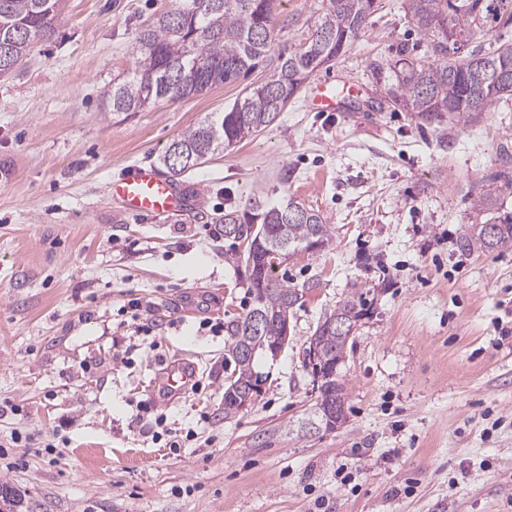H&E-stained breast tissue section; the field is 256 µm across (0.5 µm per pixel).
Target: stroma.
<instances>
[{
  "label": "stroma",
  "instance_id": "stroma-1",
  "mask_svg": "<svg viewBox=\"0 0 512 512\" xmlns=\"http://www.w3.org/2000/svg\"><path fill=\"white\" fill-rule=\"evenodd\" d=\"M173 3L66 0L53 35L0 77V446L25 461L0 465V483L27 512H512V249L459 246L471 195L512 212V103L468 125L395 105L367 65L421 35L384 0L264 131L176 177L186 211L135 215L113 181L243 89L113 111L137 33ZM319 3L278 0L274 53L305 43ZM323 78L356 93L309 111ZM291 200L334 238L276 268L318 287L288 347L258 360L261 394L228 418L225 328L252 300L219 219ZM356 288L373 304L341 367L347 419L313 432L302 350ZM131 298L140 320L120 312ZM177 359L198 385L170 399L156 370ZM16 430L37 447H13Z\"/></svg>",
  "mask_w": 512,
  "mask_h": 512
}]
</instances>
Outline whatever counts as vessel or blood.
<instances>
[{"label": "vessel or blood", "mask_w": 512, "mask_h": 512, "mask_svg": "<svg viewBox=\"0 0 512 512\" xmlns=\"http://www.w3.org/2000/svg\"><path fill=\"white\" fill-rule=\"evenodd\" d=\"M336 85L332 82L319 84L312 97L311 108L317 112H333L339 109ZM114 198L136 215L161 217L183 212L187 199L176 184L164 178L154 166L139 165L117 180L111 187ZM190 371L171 363L163 372L166 389L173 394L180 393L189 380Z\"/></svg>", "instance_id": "vessel-or-blood-1"}]
</instances>
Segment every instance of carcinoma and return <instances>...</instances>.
<instances>
[{
    "label": "carcinoma",
    "instance_id": "1",
    "mask_svg": "<svg viewBox=\"0 0 512 512\" xmlns=\"http://www.w3.org/2000/svg\"><path fill=\"white\" fill-rule=\"evenodd\" d=\"M65 0H0V69H15L31 41L51 33ZM277 0H175L136 37L137 55L126 77L112 82L107 95L114 112H141L161 100H182L257 70L263 78L234 103L212 112L200 124L177 136L160 162L174 176L201 164L208 156L234 147L269 126L319 68L329 64L360 36L368 19L382 8L381 0H321L314 30L307 42L287 55L272 53ZM417 28L427 37L425 54L440 60L427 65L411 56L405 45L399 59H373L368 68L376 81L388 84L387 95L428 123L447 113L463 124L491 107L512 101V44H473L490 27L512 26V0H406ZM453 40H448V35ZM472 208L479 222L464 227L462 246L493 252L512 248V214L501 212L497 197L480 192ZM222 224H238L241 233L255 235L266 249L286 252L325 247L333 237L321 216L296 202L258 211L229 210ZM269 283L246 280L252 307L227 326L233 364L224 385V417L237 413L239 390L257 382L258 357L283 338L293 307L320 286L314 281L300 289L273 277ZM366 299L352 293L325 314L313 333L327 361L334 363L346 349V338L330 322H356L364 315ZM256 311L269 318L267 333L257 342L247 334ZM313 407L324 427L346 420L345 381L339 374L323 379Z\"/></svg>",
    "mask_w": 512,
    "mask_h": 512
}]
</instances>
